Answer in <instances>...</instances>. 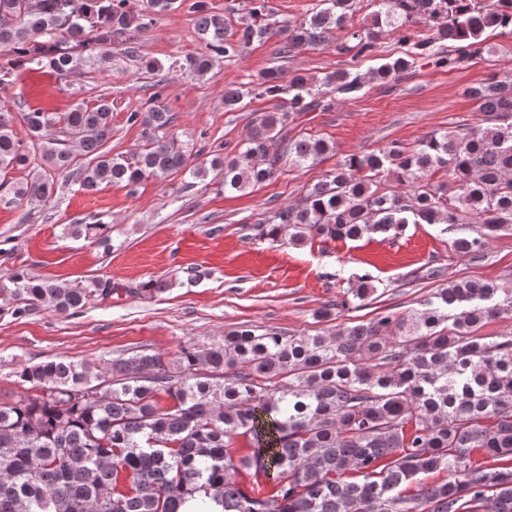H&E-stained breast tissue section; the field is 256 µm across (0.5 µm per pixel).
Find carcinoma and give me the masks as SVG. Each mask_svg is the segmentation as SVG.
<instances>
[{
    "mask_svg": "<svg viewBox=\"0 0 512 512\" xmlns=\"http://www.w3.org/2000/svg\"><path fill=\"white\" fill-rule=\"evenodd\" d=\"M184 3L145 0L136 10L131 0H0V84L25 65L47 68L66 85L108 71L118 39L123 58L159 73L163 65L138 54L133 34ZM249 5L230 33L212 0L189 3L204 51L179 67L202 77L255 40L282 35L279 54L287 55L325 44L334 29L346 32L354 57H368L392 32L409 49L376 76L393 81L421 59L450 68L482 59L493 51L487 36L512 35V0H375L371 20L356 30L349 29L356 0H317L299 24L278 27L268 21L267 0ZM418 24L430 37L412 40ZM362 85L352 69L287 78L274 64L247 91L224 88V107L237 110L252 94L277 101L278 111L258 116L234 155L212 151L203 160L169 136L173 117L156 100L128 117L146 138L128 158L106 150L109 98L68 112L31 108L21 117L28 135L46 137L42 164L0 193V204L30 214L52 199L58 175L87 192L179 172L221 176L224 190L245 192L280 174L285 158L301 167L333 151L312 136L289 140L284 155L273 151L288 113L325 109L327 91L352 94ZM470 96L481 123L413 148L393 143L347 157L301 204L268 215L262 236L275 243L286 234L293 245L314 236L389 238L409 224L451 229L467 215L480 230L455 237L451 248L481 258L493 237L512 230V77L491 76ZM30 164L15 113L0 108V172ZM431 171L448 180H427ZM392 180L407 191L391 189ZM64 230L111 246V226L100 221ZM174 285L149 278L133 292L153 297ZM121 291L128 289L108 280L73 283L23 269L0 283V295L25 311L77 313ZM379 291L362 275L339 306L361 307ZM499 318H512V287L462 279L417 308L332 335L242 325L221 344L183 346L173 360L140 349L102 367L23 364L16 377L41 393L0 403V512H512V334L481 333ZM241 437L246 453L235 447ZM271 471V489L258 488ZM410 484L412 497L404 495Z\"/></svg>",
    "mask_w": 512,
    "mask_h": 512,
    "instance_id": "obj_1",
    "label": "carcinoma"
}]
</instances>
